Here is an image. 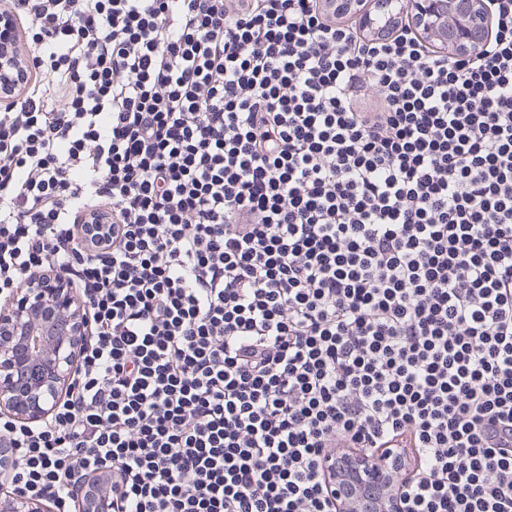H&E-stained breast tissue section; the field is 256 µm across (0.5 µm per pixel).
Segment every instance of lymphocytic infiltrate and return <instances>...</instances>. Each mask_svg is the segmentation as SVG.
<instances>
[{
  "instance_id": "lymphocytic-infiltrate-1",
  "label": "lymphocytic infiltrate",
  "mask_w": 512,
  "mask_h": 512,
  "mask_svg": "<svg viewBox=\"0 0 512 512\" xmlns=\"http://www.w3.org/2000/svg\"><path fill=\"white\" fill-rule=\"evenodd\" d=\"M0 288L57 268L93 336L15 490L76 512H512V0L487 59L330 0H12ZM44 75L29 83L32 74ZM344 477L336 480V501L341 512H380L375 497H369V491L376 493L387 490L398 468L395 461L383 459L372 462L370 459L351 456L340 463Z\"/></svg>"
}]
</instances>
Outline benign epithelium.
Instances as JSON below:
<instances>
[{"instance_id": "1", "label": "benign epithelium", "mask_w": 512, "mask_h": 512, "mask_svg": "<svg viewBox=\"0 0 512 512\" xmlns=\"http://www.w3.org/2000/svg\"><path fill=\"white\" fill-rule=\"evenodd\" d=\"M347 12L360 14L372 27L400 11L441 52L484 57L492 43L493 12L488 0H377L374 11L365 0H338ZM16 30L0 15V100L15 102L4 88L11 85ZM88 317L75 303L59 271L32 273L24 284L0 300V414L22 423L51 417L70 388L80 355L89 343ZM336 480L340 512H380L369 492H385L398 468L395 461L373 462L351 456L341 462ZM0 512H54L50 498L17 491L0 492Z\"/></svg>"}]
</instances>
